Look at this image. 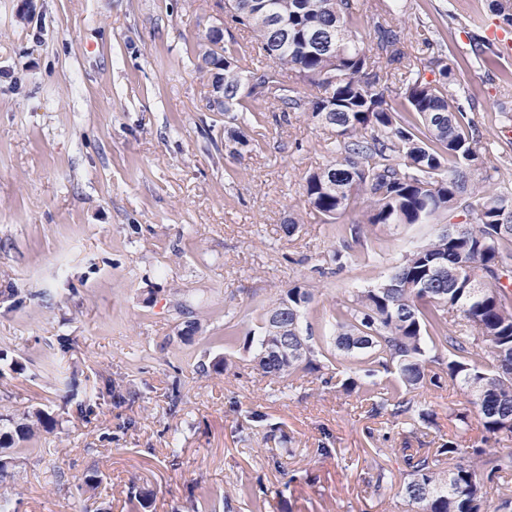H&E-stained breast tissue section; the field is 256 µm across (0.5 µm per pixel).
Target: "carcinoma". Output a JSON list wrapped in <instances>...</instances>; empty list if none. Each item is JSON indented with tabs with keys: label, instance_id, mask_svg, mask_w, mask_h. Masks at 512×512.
I'll return each mask as SVG.
<instances>
[{
	"label": "carcinoma",
	"instance_id": "1",
	"mask_svg": "<svg viewBox=\"0 0 512 512\" xmlns=\"http://www.w3.org/2000/svg\"><path fill=\"white\" fill-rule=\"evenodd\" d=\"M490 6L512 26V0ZM225 8L233 23L256 34L259 55L269 61L245 77L238 52L205 33L196 67L211 86L223 85L218 109L237 122L228 141L248 146L243 129L256 118L248 100H273L336 133L326 145L333 160L306 177L304 196L337 235L348 231L354 243H371L386 227L435 223L382 285L336 307L324 338L334 356H356L360 365V376L341 387L360 391L375 415L387 414L415 435L431 427L433 414L409 394L426 382L439 385L440 375L428 367L446 353L448 378L465 390L485 431L498 441L512 438V277L500 282L504 261L512 259V193L472 178L487 146L452 91L453 67L430 61L438 77L428 80L423 69L405 65L404 90L390 103L383 70L403 62L399 36L378 22L376 49L358 38L362 13L382 9L381 0H227ZM329 31L333 45H317L316 35ZM286 71L294 82H285ZM301 84L315 93L303 95ZM358 203L365 206L363 221L349 228L337 223ZM457 212L469 222H440ZM474 267L489 287L471 286ZM311 301L312 293L295 285L264 309L254 356L263 375L320 369L317 356L324 352L312 328L302 326ZM456 317L468 330L449 328ZM268 336L288 337V354L268 351ZM382 373L394 378L383 380ZM53 427L54 420L37 413L16 433L24 440ZM457 457L463 461L445 468ZM405 465L404 493L416 512H489L488 483L512 474V450L460 448L450 440L407 455Z\"/></svg>",
	"mask_w": 512,
	"mask_h": 512
}]
</instances>
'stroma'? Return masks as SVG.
Segmentation results:
<instances>
[{
  "instance_id": "stroma-1",
  "label": "stroma",
  "mask_w": 512,
  "mask_h": 512,
  "mask_svg": "<svg viewBox=\"0 0 512 512\" xmlns=\"http://www.w3.org/2000/svg\"><path fill=\"white\" fill-rule=\"evenodd\" d=\"M34 4L22 20L20 0H0V415L10 432L38 411L58 425L0 447V512H191L200 493L203 512H415L401 424L338 386L355 359L270 379L252 362L257 341L225 346L224 314L258 333L264 308L299 285L322 334L337 303L381 284L431 225L382 232L378 256L357 245L336 268L343 241L303 195L333 131L260 100L249 146L225 149L193 65L199 39L220 22L242 50L256 41L224 22V0ZM382 18L407 55L453 66L490 147L476 174L512 192V60L477 49L489 0H401ZM111 383L135 399L113 406ZM412 396L434 414L425 447L483 445L458 383ZM381 467L392 482L377 491ZM133 487L145 506L130 505Z\"/></svg>"
}]
</instances>
